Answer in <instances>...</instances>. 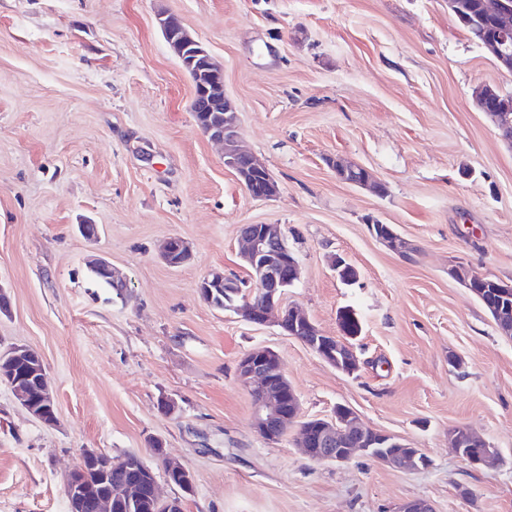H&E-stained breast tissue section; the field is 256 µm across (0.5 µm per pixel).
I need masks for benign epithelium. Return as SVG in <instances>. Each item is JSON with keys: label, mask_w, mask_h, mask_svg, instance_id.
Instances as JSON below:
<instances>
[{"label": "benign epithelium", "mask_w": 512, "mask_h": 512, "mask_svg": "<svg viewBox=\"0 0 512 512\" xmlns=\"http://www.w3.org/2000/svg\"><path fill=\"white\" fill-rule=\"evenodd\" d=\"M495 26L489 49L500 67L512 71V11L503 0H483L482 13L465 18L470 27H480L485 20ZM158 25L179 60L196 73L191 109L201 131L211 140L224 146V166L232 169L249 195L256 199H271L278 194V184L268 169L241 148L238 113L224 92V70L172 15L158 14ZM476 103L491 119L512 146V96L503 95L495 88L482 86L476 91ZM336 176L346 183L364 187L374 184L369 171L341 158L332 161ZM379 230L376 238L391 251L405 256L412 251L409 244L386 224H373ZM240 257L249 271L250 280L241 281L221 271H213L198 285L201 298L211 288H223L224 293L241 298L235 307L246 321L260 326H275L316 353L337 371L354 375L359 370V359L353 347L335 336L321 334L310 318L299 309L283 303L286 288L300 276V265L286 244V237L277 224H251L240 232ZM192 254L188 242L172 237L166 242L162 259L170 266L179 267ZM90 266L104 273L118 290L126 281L117 277L111 265L103 259L91 261ZM330 267L336 277L351 283L357 280L354 266L339 255L330 258ZM448 274L460 281L474 295L489 293L496 297L491 310L500 332L512 335V284L492 280L473 272L462 264L448 269ZM0 380L12 389L16 400L28 413L40 420L57 423L56 401L47 369L42 359L30 356V348L15 344L0 350ZM238 379L250 388L253 399V427L264 440L274 443L287 432L288 426L300 424L296 445L312 461L346 463L358 454L371 457L389 467L419 470L429 466L428 457L419 448H412L395 437L362 425L353 409L338 405L328 418H310L300 423L299 399L286 378L278 353L270 348H259L245 354L237 367ZM463 434L451 432L456 452L471 466L477 468L489 462L493 449L487 442L464 425ZM163 468L169 474L182 477L184 485L193 486V474L183 465L162 456ZM112 467V458L92 449H85L78 463L65 479V491L70 512H111L112 494H92L78 480L86 465ZM118 480L116 493L133 495L149 506L163 512H181V501L165 500L157 481H148L133 468Z\"/></svg>", "instance_id": "obj_1"}]
</instances>
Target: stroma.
I'll use <instances>...</instances> for the list:
<instances>
[{"mask_svg":"<svg viewBox=\"0 0 512 512\" xmlns=\"http://www.w3.org/2000/svg\"><path fill=\"white\" fill-rule=\"evenodd\" d=\"M162 11L223 66L276 197L252 198L199 129ZM481 85L512 95V72L448 0H0V349L38 351L58 405L44 425L0 381V512H68L65 477L86 448L138 454L179 496L155 439L195 476L184 512H396L416 499L512 512V337L448 273L463 263L512 281V146L478 110ZM332 157L386 194L340 181ZM374 221L412 244L410 258ZM244 224L281 225L301 268L283 301L321 333L339 335L340 311L357 315L356 374L202 300L211 271L247 279ZM171 237L192 247L179 267L160 256ZM334 254L356 282L337 279ZM94 258L125 277L123 292L92 278ZM257 347L279 354L304 417L349 406L429 466L313 462L293 434L262 439L237 376ZM458 425L496 461L459 457ZM371 230L376 236V238L384 244L391 251L405 256L412 251V248L409 244L397 233V231L388 226L387 224H370ZM379 231V234L376 235L374 229ZM384 229V231H382Z\"/></svg>","mask_w":512,"mask_h":512,"instance_id":"35a3bbf8","label":"stroma"}]
</instances>
